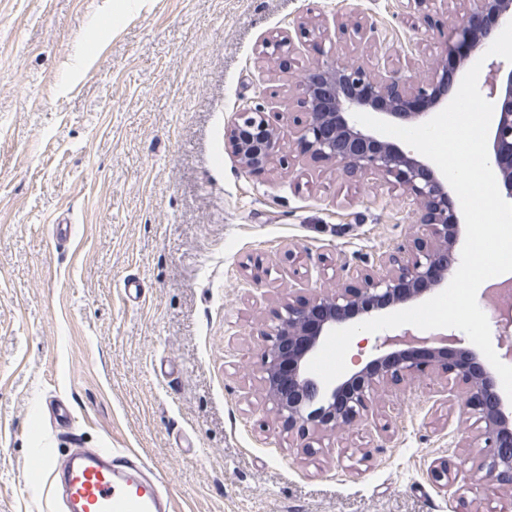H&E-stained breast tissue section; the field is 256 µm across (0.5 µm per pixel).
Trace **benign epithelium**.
I'll list each match as a JSON object with an SVG mask.
<instances>
[{
  "mask_svg": "<svg viewBox=\"0 0 512 512\" xmlns=\"http://www.w3.org/2000/svg\"><path fill=\"white\" fill-rule=\"evenodd\" d=\"M413 14L434 22L439 60L422 74L405 78L402 68L378 61L369 66L333 54L307 68L299 80L297 144L313 161L336 165L346 176L376 175L403 190L412 201L418 232L394 251L363 267L348 269L350 282L319 288L302 299L288 297L274 311L261 357L262 380L276 413L303 432L331 433L360 424L380 388L414 387L434 371L461 385L453 396L460 413L476 418L477 434L466 444L476 449L470 483L487 495L512 490V410L495 390L492 373L476 361L472 348L455 334L425 335L410 328L375 338L374 357L339 382L328 385L308 364L330 331L364 322L383 310L403 307L447 284L456 267L460 214L448 204L451 185L439 168L379 138L354 114L373 110L403 122H424L429 108L453 98L447 84L448 55L456 46L471 51L490 47L512 22V0H407ZM336 38L365 43L375 27L364 17H337ZM293 36L262 44L259 55L287 64ZM494 121L488 133L489 157L499 191L512 201V69H495L488 85ZM228 151L251 173L283 163L277 126L259 108H244L225 131ZM501 358L512 363V304L496 309Z\"/></svg>",
  "mask_w": 512,
  "mask_h": 512,
  "instance_id": "7a95c632",
  "label": "benign epithelium"
}]
</instances>
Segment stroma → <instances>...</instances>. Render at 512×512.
Returning <instances> with one entry per match:
<instances>
[{"label":"stroma","instance_id":"35a3bbf8","mask_svg":"<svg viewBox=\"0 0 512 512\" xmlns=\"http://www.w3.org/2000/svg\"><path fill=\"white\" fill-rule=\"evenodd\" d=\"M357 14L391 66L434 50L397 0H0V512H59L32 471L76 447L139 453L174 512H503L468 488L476 426L444 378L385 387L367 424L327 436L262 389L288 291L333 286L414 221L401 190L301 156L282 118L288 168L250 173L225 146L243 106L296 111L322 58L303 41L285 69L262 43ZM443 459L456 490L431 479Z\"/></svg>","mask_w":512,"mask_h":512}]
</instances>
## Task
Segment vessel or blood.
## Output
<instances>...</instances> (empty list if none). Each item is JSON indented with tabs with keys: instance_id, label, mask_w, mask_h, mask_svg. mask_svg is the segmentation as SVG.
Here are the masks:
<instances>
[{
	"instance_id": "b4317fda",
	"label": "vessel or blood",
	"mask_w": 512,
	"mask_h": 512,
	"mask_svg": "<svg viewBox=\"0 0 512 512\" xmlns=\"http://www.w3.org/2000/svg\"><path fill=\"white\" fill-rule=\"evenodd\" d=\"M44 465L63 491L64 512H173L171 498L134 452L77 448Z\"/></svg>"
}]
</instances>
